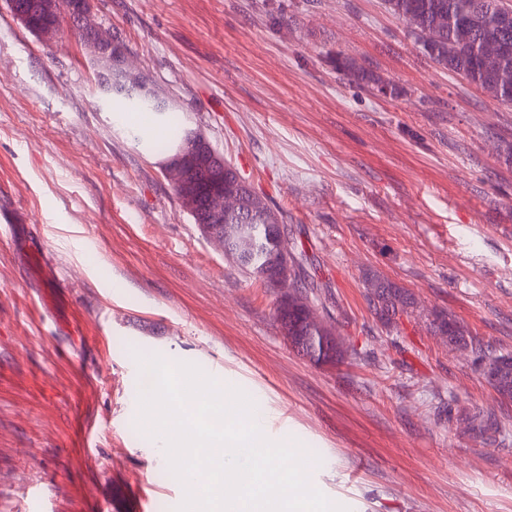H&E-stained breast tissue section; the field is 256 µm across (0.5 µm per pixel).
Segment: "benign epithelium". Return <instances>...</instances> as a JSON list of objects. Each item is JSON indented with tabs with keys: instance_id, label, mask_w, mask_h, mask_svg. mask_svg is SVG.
I'll return each mask as SVG.
<instances>
[{
	"instance_id": "obj_1",
	"label": "benign epithelium",
	"mask_w": 512,
	"mask_h": 512,
	"mask_svg": "<svg viewBox=\"0 0 512 512\" xmlns=\"http://www.w3.org/2000/svg\"><path fill=\"white\" fill-rule=\"evenodd\" d=\"M90 2H79V14H69L76 26L77 35L94 49L95 59L106 75L102 77L101 87L107 93L116 90L127 94L149 95L152 90L147 81L140 76H131L119 68L124 57L123 47L104 33L90 19ZM42 13L49 17L50 23L36 30L40 37L51 35L56 29V19L60 14V0H40ZM224 169V156L219 154L210 141L199 131H191L181 144L179 154L171 160L167 173L171 178L174 190L184 209L200 217L202 223L210 226L224 224V217L238 214L241 198L245 195L247 185L237 182L224 190L218 189L207 202L200 203L198 198L187 189V180L195 176L205 178L214 171ZM209 237L224 247V253L239 264L248 263L247 254L235 249L233 241L224 235L221 230L211 231ZM293 252L285 248L281 250L273 264L271 283L283 288L288 283V268L295 264Z\"/></svg>"
}]
</instances>
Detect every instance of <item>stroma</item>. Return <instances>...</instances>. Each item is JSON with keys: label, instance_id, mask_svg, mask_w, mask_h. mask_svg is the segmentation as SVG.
I'll use <instances>...</instances> for the list:
<instances>
[{"label": "stroma", "instance_id": "1", "mask_svg": "<svg viewBox=\"0 0 512 512\" xmlns=\"http://www.w3.org/2000/svg\"><path fill=\"white\" fill-rule=\"evenodd\" d=\"M91 7L168 109L136 122L68 15L47 44L0 0V512H32L35 491L45 512H175L185 489L138 425L136 357L155 352L287 415L271 439L315 456L311 484L347 512H512V400L431 327L446 314L512 354V107L438 67L384 0ZM339 53L399 95L336 71ZM178 129L283 215L341 361L290 346L281 289L183 210L164 173ZM371 273L413 317H376Z\"/></svg>", "mask_w": 512, "mask_h": 512}]
</instances>
